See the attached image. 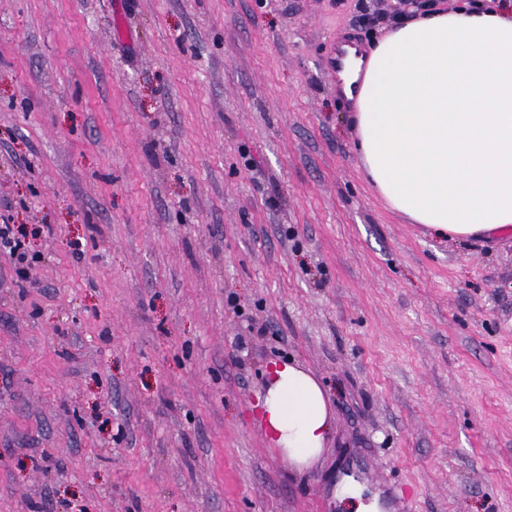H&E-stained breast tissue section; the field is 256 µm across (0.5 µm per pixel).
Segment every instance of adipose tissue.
I'll return each instance as SVG.
<instances>
[{
    "label": "adipose tissue",
    "instance_id": "obj_1",
    "mask_svg": "<svg viewBox=\"0 0 512 512\" xmlns=\"http://www.w3.org/2000/svg\"><path fill=\"white\" fill-rule=\"evenodd\" d=\"M355 120L363 172L392 210L439 237L512 233V0H463L376 41ZM257 413L290 465L324 453L331 411L310 371L272 363Z\"/></svg>",
    "mask_w": 512,
    "mask_h": 512
}]
</instances>
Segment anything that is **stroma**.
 I'll use <instances>...</instances> for the list:
<instances>
[{"label": "stroma", "instance_id": "stroma-1", "mask_svg": "<svg viewBox=\"0 0 512 512\" xmlns=\"http://www.w3.org/2000/svg\"><path fill=\"white\" fill-rule=\"evenodd\" d=\"M358 2L0 0V217L39 256H0V512H512V234L366 180L322 67ZM288 360L333 414L302 471L255 409Z\"/></svg>", "mask_w": 512, "mask_h": 512}]
</instances>
